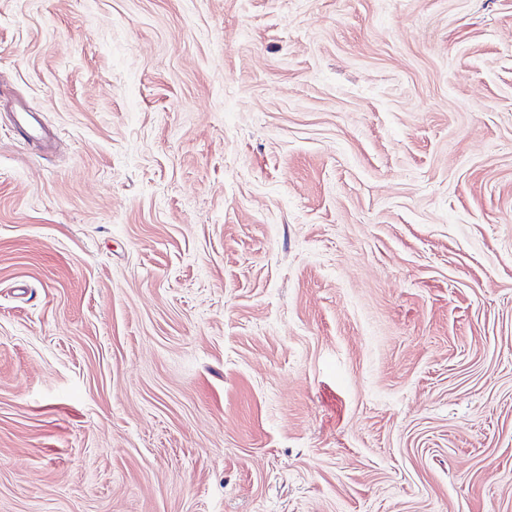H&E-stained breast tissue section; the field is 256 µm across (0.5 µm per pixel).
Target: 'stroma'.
<instances>
[{
  "label": "stroma",
  "mask_w": 512,
  "mask_h": 512,
  "mask_svg": "<svg viewBox=\"0 0 512 512\" xmlns=\"http://www.w3.org/2000/svg\"><path fill=\"white\" fill-rule=\"evenodd\" d=\"M0 512H512V0H0Z\"/></svg>",
  "instance_id": "35a3bbf8"
}]
</instances>
